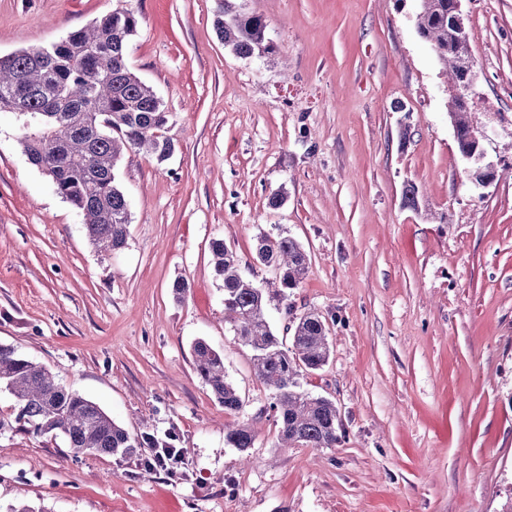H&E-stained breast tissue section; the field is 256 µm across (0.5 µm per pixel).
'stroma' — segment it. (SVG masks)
I'll list each match as a JSON object with an SVG mask.
<instances>
[{
    "instance_id": "stroma-1",
    "label": "stroma",
    "mask_w": 512,
    "mask_h": 512,
    "mask_svg": "<svg viewBox=\"0 0 512 512\" xmlns=\"http://www.w3.org/2000/svg\"><path fill=\"white\" fill-rule=\"evenodd\" d=\"M272 54L217 39L214 0H0V56L46 47L115 10L139 19L131 69L161 98L174 154L126 151L127 243L101 252L0 114V344L43 364L131 435L173 434L184 463L74 454L14 426L0 390V506L40 512H500L512 493V0H461L474 111L502 119L476 187L448 117L452 89L418 36L417 0H240ZM419 189L406 208V184ZM286 200L269 208L268 197ZM296 238L309 273L290 301L321 313L331 357L304 390L332 400L333 448H279L250 349L224 324L209 244L242 273L259 233ZM191 285L175 300L171 284ZM205 340L244 407L197 377ZM239 420L247 452L224 445Z\"/></svg>"
}]
</instances>
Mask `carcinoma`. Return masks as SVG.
<instances>
[{
    "label": "carcinoma",
    "instance_id": "cac0c4a2",
    "mask_svg": "<svg viewBox=\"0 0 512 512\" xmlns=\"http://www.w3.org/2000/svg\"><path fill=\"white\" fill-rule=\"evenodd\" d=\"M454 0H421L414 26L449 69L451 80L468 79L471 52L453 22ZM138 20L115 10L89 28L70 33L49 47L0 57V112L24 119L21 139L28 160L51 180L55 192L83 216L89 241L109 250L127 240L128 201L117 183L123 153L145 148L157 162L170 158L172 139L161 99L129 67L127 42ZM213 27L224 47L240 58L273 52L261 17L244 11L237 0H215ZM448 115L460 155L473 148L478 124L469 96L455 95ZM213 273L224 290V323L253 353L254 373L270 392V408L279 423V447L333 448L345 432L336 404L302 389L300 376L322 369L331 350L326 320L315 310L298 316L288 303L309 270V256L292 236L260 235L255 261L276 271L277 287L268 291L239 270V259L222 239L210 244ZM278 300L289 316L290 345L280 342L265 316ZM197 376L224 410L235 413L243 401L227 378L224 355L203 340L192 346ZM15 399V421L36 434H63L78 453L128 456L139 438L116 423L96 403L67 389L44 366L0 345V388ZM253 430L233 423L224 443L241 452L254 445Z\"/></svg>",
    "mask_w": 512,
    "mask_h": 512
}]
</instances>
